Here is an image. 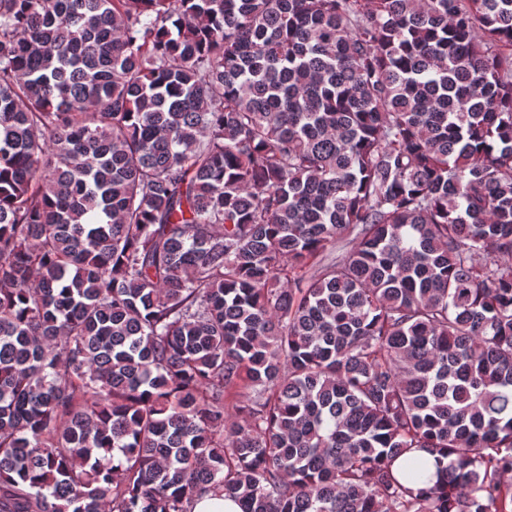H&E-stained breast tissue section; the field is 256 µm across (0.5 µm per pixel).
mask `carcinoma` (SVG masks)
<instances>
[{
	"mask_svg": "<svg viewBox=\"0 0 512 512\" xmlns=\"http://www.w3.org/2000/svg\"><path fill=\"white\" fill-rule=\"evenodd\" d=\"M210 491L512 512V0H0V512Z\"/></svg>",
	"mask_w": 512,
	"mask_h": 512,
	"instance_id": "carcinoma-1",
	"label": "carcinoma"
}]
</instances>
